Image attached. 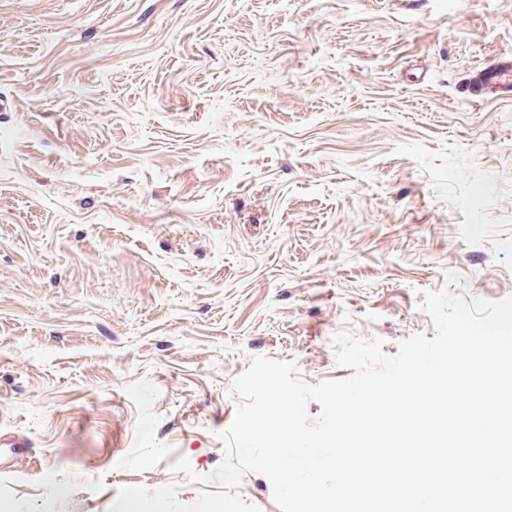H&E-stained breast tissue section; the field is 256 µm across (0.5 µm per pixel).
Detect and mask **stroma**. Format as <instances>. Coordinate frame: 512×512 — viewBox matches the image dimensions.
Returning a JSON list of instances; mask_svg holds the SVG:
<instances>
[{
    "mask_svg": "<svg viewBox=\"0 0 512 512\" xmlns=\"http://www.w3.org/2000/svg\"><path fill=\"white\" fill-rule=\"evenodd\" d=\"M509 54L512 0H0V512L217 491L252 357L512 295ZM494 90L502 97L512 95V57L502 56L494 63L480 67L475 73V97Z\"/></svg>",
    "mask_w": 512,
    "mask_h": 512,
    "instance_id": "1",
    "label": "stroma"
}]
</instances>
